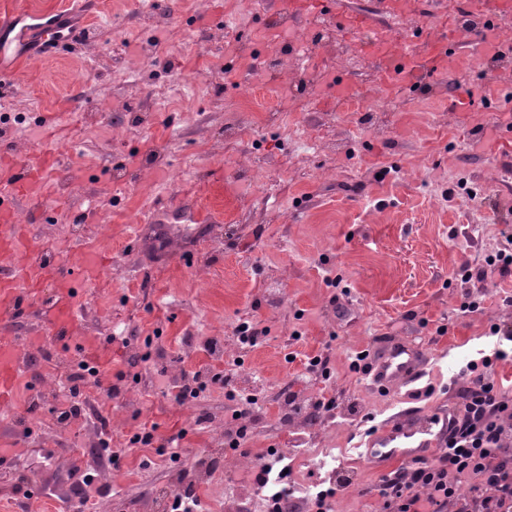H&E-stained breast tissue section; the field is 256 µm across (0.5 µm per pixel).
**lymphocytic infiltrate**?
<instances>
[{"instance_id": "lymphocytic-infiltrate-1", "label": "lymphocytic infiltrate", "mask_w": 512, "mask_h": 512, "mask_svg": "<svg viewBox=\"0 0 512 512\" xmlns=\"http://www.w3.org/2000/svg\"><path fill=\"white\" fill-rule=\"evenodd\" d=\"M503 353L469 362L467 402L449 417L446 449L404 471L380 477L377 491L385 512H416L427 500L432 512L459 504L462 480L478 482V512H512V399L495 393L493 376Z\"/></svg>"}]
</instances>
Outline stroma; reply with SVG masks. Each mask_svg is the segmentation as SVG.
I'll list each match as a JSON object with an SVG mask.
<instances>
[{
  "label": "stroma",
  "mask_w": 512,
  "mask_h": 512,
  "mask_svg": "<svg viewBox=\"0 0 512 512\" xmlns=\"http://www.w3.org/2000/svg\"><path fill=\"white\" fill-rule=\"evenodd\" d=\"M249 2L192 0L169 17L145 13L140 0H89L88 49L23 65L0 98V152L50 155L52 188L66 192L18 223L53 264L106 259L82 291L79 326L111 341L107 374L119 394L100 391L99 407L123 414L111 437L116 463L91 454L89 420H60L76 400L45 382V363L65 381L76 357L41 330L54 298L45 284L32 313L9 322L26 384L13 412H0V448L18 451L0 467V512H26L40 486L39 512H76L73 455L96 473L106 512H142L145 495L174 480L202 512H218L190 466L213 447L215 422L235 423L242 393L256 399L255 423L238 455L270 461L272 449L293 447L305 417H330L340 468L332 512H383L374 487L396 465L370 463L363 441L401 418L461 407L466 380L448 367L460 352L476 360L512 349V274L473 277L512 251V157L495 149L512 138V55L493 53L497 32L477 28L481 71L452 68L412 87H381L361 52L351 98L333 99L337 70L313 11L267 50L278 78L264 93L268 111L254 112L251 84L231 73L246 48L262 47L263 21L224 34L229 7ZM302 38L315 62L295 77L283 62ZM117 57L132 73L123 85L110 81ZM163 82L179 93L159 109L152 95ZM228 99L241 111H225ZM104 119L111 136L74 147ZM292 126L315 148L290 142ZM159 219L173 226L165 257L127 234ZM251 320L267 333L236 362L207 348ZM394 337L428 354L416 395L372 388L354 364ZM315 356L324 365L312 373ZM201 369L232 383L209 384L184 412L172 381ZM146 428L153 442H135ZM178 432L174 459L166 440Z\"/></svg>",
  "instance_id": "1"
}]
</instances>
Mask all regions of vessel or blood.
<instances>
[{
	"mask_svg": "<svg viewBox=\"0 0 512 512\" xmlns=\"http://www.w3.org/2000/svg\"><path fill=\"white\" fill-rule=\"evenodd\" d=\"M465 8L476 7L486 20L496 23L512 18V0H465ZM326 10L327 0H276L265 18L266 33L278 31L284 20L302 18L309 9ZM403 12L401 0H375V11L360 15L358 24L369 29L377 51L375 60L385 82L403 77L418 84L429 76L446 71L449 64L459 63L454 54L459 40L453 26L436 19L425 29L418 43L400 51L388 48L384 28L378 17L393 18ZM65 12L32 11L19 7L0 13V87L14 83L20 64L37 61L56 52L80 49L84 34L66 28ZM50 179L45 160L17 156L0 161V316L10 317L27 311L31 299L42 291L47 276H54L56 297L48 325L56 343L69 352L92 357L99 365L112 361L110 342L83 336L76 325L81 290L89 277L86 264L71 270L54 271L43 261L36 240L14 216L26 208H40L47 195ZM424 356L406 340L390 342L383 356L373 358L370 381L379 389L407 386L423 373ZM21 360L17 346L9 338L0 339V402H12L17 388ZM445 429L436 417L423 422L403 418L389 424L370 438L366 455L374 462H411L426 459L443 443Z\"/></svg>",
	"mask_w": 512,
	"mask_h": 512,
	"instance_id": "obj_1",
	"label": "vessel or blood"
}]
</instances>
